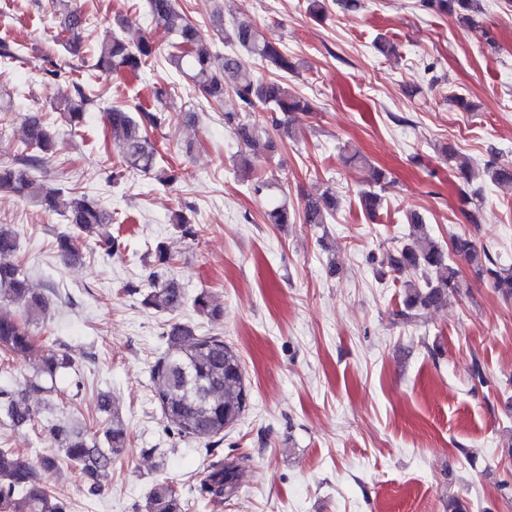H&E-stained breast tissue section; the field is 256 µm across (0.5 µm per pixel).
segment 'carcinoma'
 <instances>
[{
	"label": "carcinoma",
	"mask_w": 512,
	"mask_h": 512,
	"mask_svg": "<svg viewBox=\"0 0 512 512\" xmlns=\"http://www.w3.org/2000/svg\"><path fill=\"white\" fill-rule=\"evenodd\" d=\"M64 14L60 26L69 34L64 47L71 53L78 51L76 38L88 25L83 12L72 6L70 0H59ZM443 13L464 12L462 20L476 23L472 13L477 11L475 0H430ZM152 20L173 35V51L166 56L179 76L185 78L187 89L200 92L208 101L220 103L224 93L232 91L244 110L262 108L267 111V122L276 130H285L290 114L310 113L313 104L296 96L288 89V74L295 71L294 63L285 49H279L264 40L250 23L240 21L224 31V40L234 41L251 54L270 73L262 78L245 68L237 57L222 55L206 42L199 28L188 17L179 0H147ZM155 55V48L144 36L131 44L119 36L101 44L95 68L110 74L119 71L137 73ZM78 99L63 104V114L74 127L80 126L92 97L77 90ZM166 121L163 112L140 110L139 115L122 107L106 113V122L118 148V176L127 173L151 175L160 184L170 186L180 176L175 170L159 167L158 149L150 131ZM224 127L244 145L252 146L259 130L243 121L238 112L224 113ZM26 149L30 154L14 161H0V191L7 190L19 197L40 199L46 209L63 213L67 223L80 233L90 235L95 229L112 222L100 201L85 194L67 196L56 190H46L35 177L47 157L57 153L58 142L50 134L43 120L30 117L25 123ZM243 170L254 174V191L268 187L272 178L256 167L251 154L239 155ZM448 159L462 179L461 201L470 204V158L452 152ZM485 173L497 184L512 185V168L486 165ZM387 174L370 170L366 189L360 192V203L369 215L381 207V191L385 190ZM337 201L333 192L324 191L305 203L299 219L304 224H326L336 213ZM409 221L419 235L404 244L391 266L404 275L405 310L401 316L408 322L422 315V311L448 303L449 296L461 288L459 271L451 264L450 254L466 258L477 278L487 280L506 299H512V268H503L493 260L482 261L473 241L456 237L446 249L424 232L422 217L413 213ZM17 235L7 224H0V302L17 306V313L0 312V360L21 361L32 369L25 388L0 391V413L14 426L35 423L36 412L28 405L29 392L49 390L47 383L55 380L61 369L71 367L73 358L62 343L46 346L38 334L40 324L49 315V299L29 288L21 264L15 260ZM184 302L179 286L155 271L150 274L144 305L157 311L175 312ZM194 307L213 318L223 310L211 304L209 295L198 294ZM167 348L152 368V393L169 427L181 438L211 440L233 427L246 410L248 389L239 354L224 337L198 335L188 324L176 322L166 331ZM48 432L64 456L79 471L85 487L92 495L101 490V478L112 467V459L126 447V430L118 419L112 420V429L104 440L86 438L73 433L72 427L58 421ZM239 465L214 459L207 466V474L200 493L205 499L221 504L234 496L237 489ZM148 512H184L181 497L167 482L156 484L148 496ZM0 512H67L66 503L42 484L38 464L17 448H0Z\"/></svg>",
	"instance_id": "cac0c4a2"
}]
</instances>
